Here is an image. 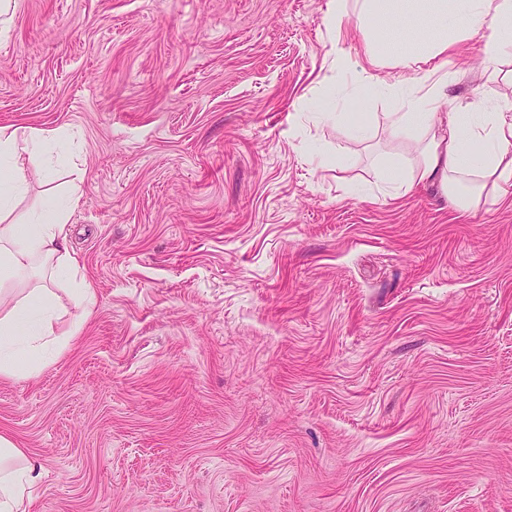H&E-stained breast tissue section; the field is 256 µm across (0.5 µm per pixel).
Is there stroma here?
<instances>
[{
	"instance_id": "35a3bbf8",
	"label": "stroma",
	"mask_w": 512,
	"mask_h": 512,
	"mask_svg": "<svg viewBox=\"0 0 512 512\" xmlns=\"http://www.w3.org/2000/svg\"><path fill=\"white\" fill-rule=\"evenodd\" d=\"M327 2L19 0L0 126L66 131L97 298L0 378L31 512H512V206L377 189ZM481 46L447 101L512 113Z\"/></svg>"
}]
</instances>
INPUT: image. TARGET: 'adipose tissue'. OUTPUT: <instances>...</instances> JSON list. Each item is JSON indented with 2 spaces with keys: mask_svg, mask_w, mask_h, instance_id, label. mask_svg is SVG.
I'll use <instances>...</instances> for the list:
<instances>
[{
  "mask_svg": "<svg viewBox=\"0 0 512 512\" xmlns=\"http://www.w3.org/2000/svg\"><path fill=\"white\" fill-rule=\"evenodd\" d=\"M355 20L360 85L389 95V111L374 114V129L398 145L400 159L375 168L379 184L399 198L433 187L462 210L483 195L503 203L512 196V114L473 106L445 110L448 53L474 33L483 38L486 80H496L508 52L512 0H329L323 24L333 47ZM402 26L400 37L389 30ZM399 71L395 84L378 75ZM63 130L0 127V376L29 380L52 366L92 315L95 290L78 281L70 305L53 286L74 270L66 224L80 204L78 190L57 194L50 168ZM45 188L44 205L22 207L31 179ZM42 472L22 448L0 434V512H28Z\"/></svg>",
  "mask_w": 512,
  "mask_h": 512,
  "instance_id": "1",
  "label": "adipose tissue"
}]
</instances>
